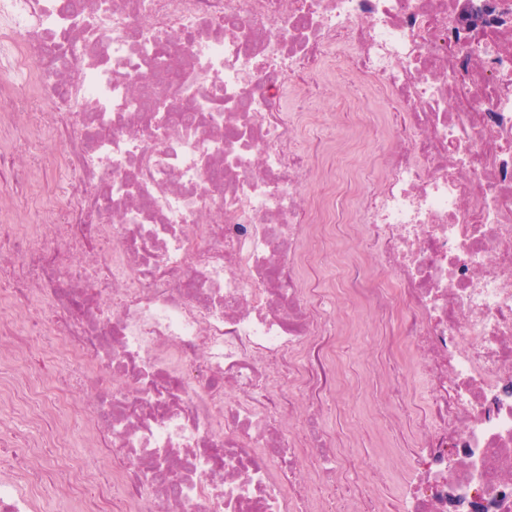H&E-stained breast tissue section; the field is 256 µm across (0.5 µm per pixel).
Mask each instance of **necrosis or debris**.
I'll list each match as a JSON object with an SVG mask.
<instances>
[{
    "label": "necrosis or debris",
    "instance_id": "obj_1",
    "mask_svg": "<svg viewBox=\"0 0 512 512\" xmlns=\"http://www.w3.org/2000/svg\"><path fill=\"white\" fill-rule=\"evenodd\" d=\"M34 73L68 89L77 182L0 247L32 329L0 314V405L87 419L102 468L1 425L0 512H354L359 462L311 409L336 366L313 231L355 244L339 330L349 307L398 321L378 378L428 455L403 512H512V0H0V142ZM341 86L377 111L339 123L386 148L367 187L317 194L358 144L280 98ZM35 336L82 366V401L10 369Z\"/></svg>",
    "mask_w": 512,
    "mask_h": 512
}]
</instances>
